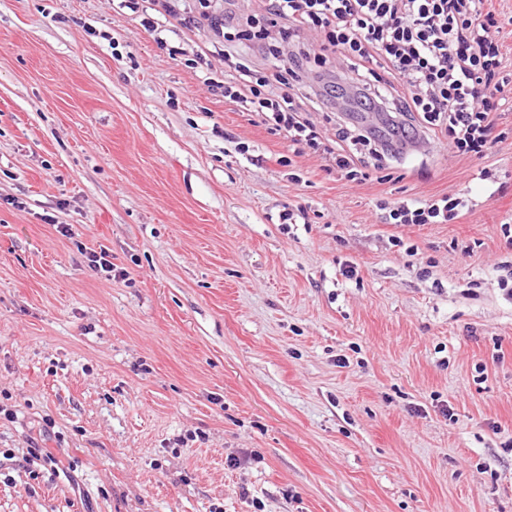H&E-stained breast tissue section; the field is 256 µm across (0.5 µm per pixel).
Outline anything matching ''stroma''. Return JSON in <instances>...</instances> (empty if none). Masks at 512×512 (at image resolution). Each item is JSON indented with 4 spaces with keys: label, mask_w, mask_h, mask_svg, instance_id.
I'll use <instances>...</instances> for the list:
<instances>
[{
    "label": "stroma",
    "mask_w": 512,
    "mask_h": 512,
    "mask_svg": "<svg viewBox=\"0 0 512 512\" xmlns=\"http://www.w3.org/2000/svg\"><path fill=\"white\" fill-rule=\"evenodd\" d=\"M161 3L0 0V512H512V109L349 182ZM466 196L444 194L426 200L402 201L380 206L386 224H447L468 209ZM28 455L30 456L28 461L29 464H37L38 468L30 469L29 477L35 481L39 478H43L48 472H57V460L48 452H45L42 448H28Z\"/></svg>",
    "instance_id": "obj_1"
}]
</instances>
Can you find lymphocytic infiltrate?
<instances>
[{
  "label": "lymphocytic infiltrate",
  "instance_id": "f902f5d3",
  "mask_svg": "<svg viewBox=\"0 0 512 512\" xmlns=\"http://www.w3.org/2000/svg\"><path fill=\"white\" fill-rule=\"evenodd\" d=\"M486 0H260L252 14L218 13L199 0L198 14L165 0L166 13L192 28L210 22L224 41L231 77L224 98L284 132L290 146L324 155L350 181L365 180L357 145L371 131L341 126L335 144L310 120L351 80L365 111L390 112L433 130L459 156L485 155L494 143L490 116L506 105L498 21ZM291 54H284V46ZM468 206L466 196L384 204L389 224H446Z\"/></svg>",
  "mask_w": 512,
  "mask_h": 512
}]
</instances>
